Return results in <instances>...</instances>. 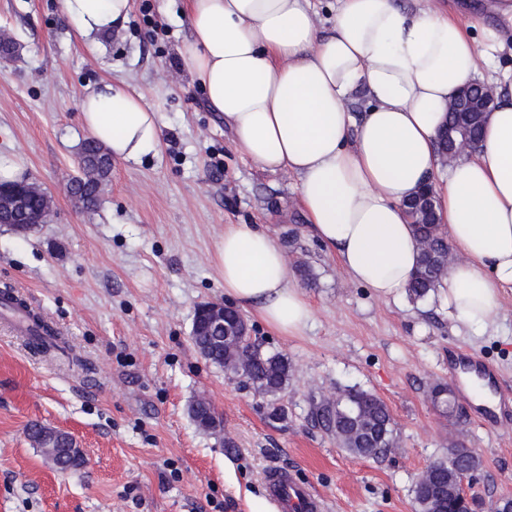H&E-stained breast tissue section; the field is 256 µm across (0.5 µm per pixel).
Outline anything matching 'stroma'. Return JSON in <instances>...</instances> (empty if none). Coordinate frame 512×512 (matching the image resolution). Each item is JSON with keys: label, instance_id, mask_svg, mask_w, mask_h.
Returning <instances> with one entry per match:
<instances>
[{"label": "stroma", "instance_id": "35a3bbf8", "mask_svg": "<svg viewBox=\"0 0 512 512\" xmlns=\"http://www.w3.org/2000/svg\"><path fill=\"white\" fill-rule=\"evenodd\" d=\"M442 3L472 36L502 33L507 45L485 75L512 66L499 0ZM1 33L17 49L0 58V156L50 195L52 216L24 236L0 224V290L30 302L64 348L42 353L0 316V512H275L264 485L274 466L310 484L330 512H415L418 476L454 446L481 460L468 490L474 512L512 498V423L478 422L448 366L452 348L479 356L512 390V291L476 331L436 299H378L353 284L308 234L297 177L241 157L193 83L179 54L191 38L185 0H134L125 27L93 55L59 0H0ZM105 82L141 92L159 115L161 148L138 164L113 161L88 210L67 187L90 137L81 97ZM228 224L275 231L313 309L297 336L243 313L252 337L292 364L272 399L191 343L197 305L225 298L213 253ZM444 383L453 417L431 400ZM350 387L388 406L394 445L384 455H350L314 421L318 404ZM200 397L223 433L190 418ZM271 402L284 419L268 418ZM33 422L71 433L84 466L52 470L26 437Z\"/></svg>", "mask_w": 512, "mask_h": 512}]
</instances>
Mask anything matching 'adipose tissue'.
<instances>
[{
	"mask_svg": "<svg viewBox=\"0 0 512 512\" xmlns=\"http://www.w3.org/2000/svg\"><path fill=\"white\" fill-rule=\"evenodd\" d=\"M89 52L119 31L133 0H60ZM192 38L180 54L237 150L261 170L297 176L309 230L342 272L378 298L401 296L419 245L404 210L431 182L441 230L459 260L438 291L461 324L486 328L512 288V68L493 80L497 108L481 145L439 174L435 143L448 103L500 45L476 41L436 0L413 12L395 0H336L322 32L312 0H188ZM368 106L347 107L356 93ZM81 121L113 159L140 163L160 148L159 117L136 89L103 84ZM214 262L224 293L279 334L304 331L312 308L288 274L276 236L228 224Z\"/></svg>",
	"mask_w": 512,
	"mask_h": 512,
	"instance_id": "ef3b65f1",
	"label": "adipose tissue"
}]
</instances>
